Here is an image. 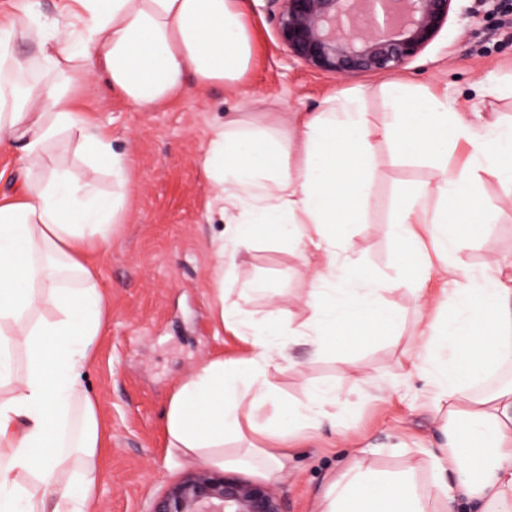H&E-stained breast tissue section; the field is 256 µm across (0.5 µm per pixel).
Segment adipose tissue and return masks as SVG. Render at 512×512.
I'll return each instance as SVG.
<instances>
[{
  "label": "adipose tissue",
  "instance_id": "obj_1",
  "mask_svg": "<svg viewBox=\"0 0 512 512\" xmlns=\"http://www.w3.org/2000/svg\"><path fill=\"white\" fill-rule=\"evenodd\" d=\"M36 44L22 59L17 43ZM252 62V35L239 0H61L48 17L40 0H14L0 13V152L16 153L25 183L0 198V512H92L101 431L97 407L81 383L91 348L106 326V298L88 252L103 254L123 220L133 184L123 154L78 102L105 81L135 107L149 110L188 84L235 87ZM388 109L376 133L398 154L432 161L434 186L396 196L389 237L397 274L376 278L338 259L336 243L357 223L370 178L372 144L359 108L278 116L264 125L231 113L215 127L202 166L212 186L209 211L226 225L213 249V275L225 259L250 249L270 226L317 256V288L302 300L288 333L313 357L335 353L342 338L364 345L393 326L382 295L425 270L455 287L445 321L415 339L416 370L434 388L432 407L443 441L427 463L399 470L372 467L364 450L328 485L320 512H512V383L485 388L512 367V273L474 276L460 257L465 233L487 221L476 191L483 174L512 183V128H476L444 97L419 103L408 87L386 89ZM293 127L290 151L282 125ZM74 142L83 164L51 155ZM466 143L470 162L448 165ZM112 181L103 193L100 176ZM435 211H428L429 195ZM432 223L434 258L423 261L417 225ZM52 307L35 316L39 304ZM219 328L255 338L249 357L206 361L172 394L165 412L168 445L216 467L259 459L283 466L285 437L336 424L335 393L306 383L302 398L283 401L273 378L287 371L278 317L250 323L243 310L218 306ZM24 367L16 369L15 356ZM270 408L266 423L254 413ZM239 441L235 451L225 438ZM430 466V488L416 475Z\"/></svg>",
  "mask_w": 512,
  "mask_h": 512
}]
</instances>
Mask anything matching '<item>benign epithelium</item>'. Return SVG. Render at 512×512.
Wrapping results in <instances>:
<instances>
[{
  "mask_svg": "<svg viewBox=\"0 0 512 512\" xmlns=\"http://www.w3.org/2000/svg\"><path fill=\"white\" fill-rule=\"evenodd\" d=\"M288 55L333 77L400 71L431 45L453 0H266ZM149 512H284L268 484L200 467L172 483Z\"/></svg>",
  "mask_w": 512,
  "mask_h": 512,
  "instance_id": "benign-epithelium-1",
  "label": "benign epithelium"
}]
</instances>
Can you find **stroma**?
<instances>
[{
  "mask_svg": "<svg viewBox=\"0 0 512 512\" xmlns=\"http://www.w3.org/2000/svg\"><path fill=\"white\" fill-rule=\"evenodd\" d=\"M255 35L254 61L235 89L195 86L178 100L141 111L99 86L88 99L90 115L112 137L114 151L132 163L135 190L124 223L99 265L109 302L108 324L93 344L83 375L102 427L100 476L93 512H149L169 484L197 468L195 460L168 448L164 413L176 387L208 359L249 356L252 345L232 333L217 335L211 240L225 225L210 218L212 185L201 163L204 146L225 113L269 121L274 112H316L326 99L358 96L371 127H378L389 84L406 83L420 98L447 95L449 107L467 116L512 125V13L500 0H453L437 39L405 69L354 78L316 73L291 60L277 42L265 0H242ZM374 158L364 223L350 227L354 256L373 273H392L387 236L396 194L432 181L427 158H396L373 137ZM488 222L467 240L475 274L512 268V186L484 176L477 188ZM252 293L244 308L260 319L296 309L315 281L310 267L278 230L255 239L224 278L235 301L242 285ZM394 335L375 337L341 356L311 358L303 340L285 353L294 364L277 384L283 399H297L310 380L336 390V432L302 441L285 470L249 466L245 479L275 487L286 512H316L351 448L372 451L373 462L395 470L417 450L435 449L442 436L432 412V386L409 364L414 336L434 320L409 290L388 293ZM345 447H335V439Z\"/></svg>",
  "mask_w": 512,
  "mask_h": 512,
  "instance_id": "1",
  "label": "stroma"
}]
</instances>
